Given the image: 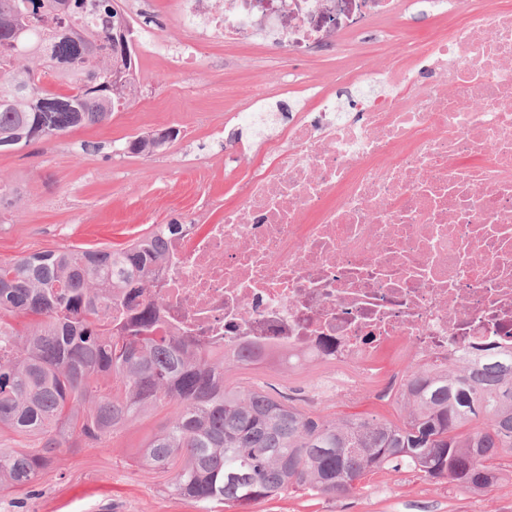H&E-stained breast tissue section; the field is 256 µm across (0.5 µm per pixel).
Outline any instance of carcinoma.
I'll use <instances>...</instances> for the list:
<instances>
[{
  "label": "carcinoma",
  "instance_id": "carcinoma-1",
  "mask_svg": "<svg viewBox=\"0 0 512 512\" xmlns=\"http://www.w3.org/2000/svg\"><path fill=\"white\" fill-rule=\"evenodd\" d=\"M29 15L19 33L18 14ZM118 0H0V152L99 125L126 108L138 75L112 34ZM52 72L71 93L45 90ZM167 130L129 140L149 156ZM175 220L119 247L47 250L0 261V433L37 440L0 448V493L23 490L63 452L102 444L149 412L169 417L134 462L166 489L209 509H243L286 492L346 495L370 474L407 471L485 495L512 479V350L475 346L445 366L411 367L393 419L329 420L239 373L269 355L224 353L158 330L152 299ZM29 318L17 328L10 318Z\"/></svg>",
  "mask_w": 512,
  "mask_h": 512
}]
</instances>
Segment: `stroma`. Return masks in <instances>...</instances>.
<instances>
[{"label":"stroma","instance_id":"obj_1","mask_svg":"<svg viewBox=\"0 0 512 512\" xmlns=\"http://www.w3.org/2000/svg\"><path fill=\"white\" fill-rule=\"evenodd\" d=\"M120 4L133 27L137 97L110 122L0 153V182L15 191L13 200L0 206L1 260L122 246L154 225L183 219L202 194L237 200L239 183L270 161L248 113L275 112L284 122L290 110L309 108L315 92L345 102L354 91L331 85L343 66L332 53L293 65L311 87L296 88L284 102L273 91L292 64L261 45L207 43L196 66H179L177 50L190 34L176 19L174 0ZM167 128L180 136L163 150L149 157L124 152L132 137ZM229 141L241 153L233 164L225 160ZM407 368L400 352L389 349L367 373L316 364L285 375L259 367L250 378L322 416L393 418L397 408L384 394ZM166 418V409H157L107 447L88 445L69 454L64 465L45 470L24 491L0 496V512H54L62 497L71 501L69 512H200L197 504L171 496L164 477L134 462L137 448ZM248 512H512V480L478 496L445 481L383 471L368 476L353 494L288 493L253 504Z\"/></svg>","mask_w":512,"mask_h":512}]
</instances>
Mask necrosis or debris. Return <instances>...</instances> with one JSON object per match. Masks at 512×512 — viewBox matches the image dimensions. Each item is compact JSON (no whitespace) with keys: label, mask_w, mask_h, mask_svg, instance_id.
Wrapping results in <instances>:
<instances>
[{"label":"necrosis or debris","mask_w":512,"mask_h":512,"mask_svg":"<svg viewBox=\"0 0 512 512\" xmlns=\"http://www.w3.org/2000/svg\"><path fill=\"white\" fill-rule=\"evenodd\" d=\"M403 0H177L204 43H257L301 60L376 39ZM452 24L354 58L330 97L268 141L238 202L203 234L164 242L160 328L226 345L318 354L370 369L399 344L413 363L512 349V9L410 0Z\"/></svg>","instance_id":"4bbe7bcc"}]
</instances>
